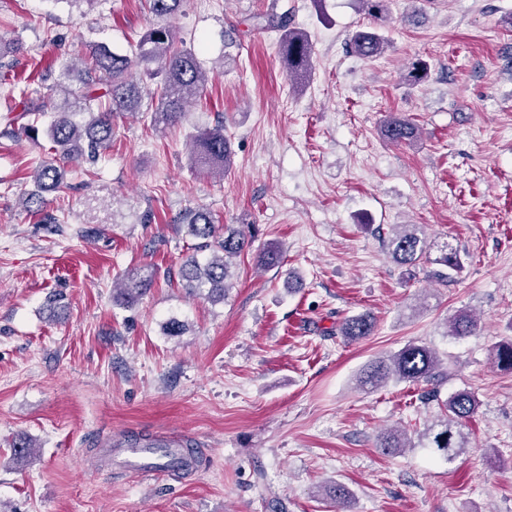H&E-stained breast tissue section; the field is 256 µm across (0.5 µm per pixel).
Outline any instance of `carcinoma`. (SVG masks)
Masks as SVG:
<instances>
[{
    "mask_svg": "<svg viewBox=\"0 0 512 512\" xmlns=\"http://www.w3.org/2000/svg\"><path fill=\"white\" fill-rule=\"evenodd\" d=\"M149 11L158 18H168L181 12L186 0H147ZM360 10L374 24L381 26L389 19L391 0H358ZM256 28L279 34V45L289 80L301 87L312 66V43L306 31L291 26L288 13L271 10L256 16ZM349 45L358 57L372 59L381 55L387 40L377 29L360 30L349 37ZM84 67L79 85L70 83L72 65L62 66L57 82L44 95L32 96L19 90L15 105L22 107L18 118L24 119L40 112L53 113V120L45 130L50 142L52 157L42 160L34 171L35 189L26 196V204H33L41 211L46 205L43 193L61 192L66 188L65 165L93 163L100 151L112 141L114 117L140 111L146 96L133 72L140 69L154 85L151 102L155 109L151 123L155 127H168L179 122L185 114L189 99L201 92L207 81L193 47L177 38L172 27L160 25L151 29L136 47L122 54L112 50L105 42L81 46ZM383 138L393 144H411L418 134L417 125L398 113L390 114L381 128ZM194 150L190 165L202 171L222 173L230 167L231 139L224 124L199 131L192 138ZM182 223L196 244L178 270L192 294L217 302L224 300L229 290L230 261L239 257L251 246L252 235L248 226L236 227L215 224L212 214L205 210H187ZM389 248L395 262L415 264L427 254L425 237L416 224H401L392 228ZM210 252L201 261L198 253ZM451 271L462 267L460 254L446 243L441 255L435 259ZM155 272L133 268L124 276L121 294L125 304L132 305L152 288ZM477 320L460 313L450 322L449 335L462 339L475 334ZM375 329L374 318L359 314L345 318L339 334L357 340L369 336ZM497 367L512 370V339L501 340L492 348ZM441 360L436 353L415 342L407 343L399 351L369 363L360 373L363 388H377L388 380L397 382L430 383L440 376ZM479 402L469 390L451 393L445 401L446 418L427 429L420 438L423 448H431L451 462L467 447L462 427L477 412ZM378 447L387 454H397L405 447L397 433L383 434ZM165 468L189 470L196 459L182 452L164 449Z\"/></svg>",
    "mask_w": 512,
    "mask_h": 512,
    "instance_id": "1",
    "label": "carcinoma"
}]
</instances>
